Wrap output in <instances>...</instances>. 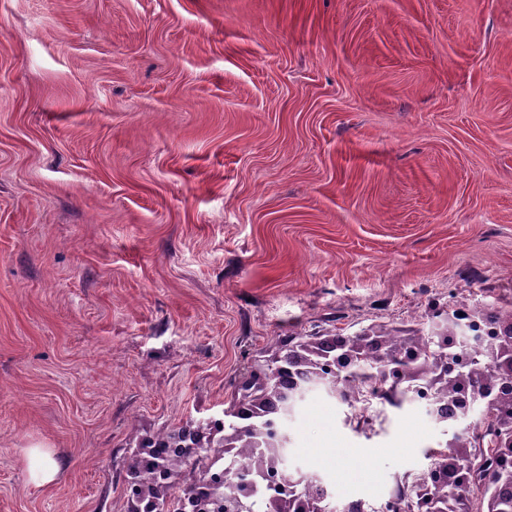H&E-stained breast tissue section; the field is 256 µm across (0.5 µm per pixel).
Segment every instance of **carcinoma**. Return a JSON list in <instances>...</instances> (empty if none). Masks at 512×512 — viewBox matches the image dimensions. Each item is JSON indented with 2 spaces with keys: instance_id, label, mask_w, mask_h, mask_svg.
I'll return each mask as SVG.
<instances>
[{
  "instance_id": "carcinoma-1",
  "label": "carcinoma",
  "mask_w": 512,
  "mask_h": 512,
  "mask_svg": "<svg viewBox=\"0 0 512 512\" xmlns=\"http://www.w3.org/2000/svg\"><path fill=\"white\" fill-rule=\"evenodd\" d=\"M463 301L449 291L425 324L375 322L348 335L319 329L275 337L235 375L221 417L167 428L133 449L124 476L130 512L139 505L173 512L178 494L194 512H342L298 468H287V497L260 498L267 473L288 462L287 429L269 439L268 416L286 419L309 392L284 391L283 377L295 371L313 375L316 390L351 410L348 389L385 388L398 410L419 390L434 401H466L457 417L435 420L442 431L424 450L428 465L384 512H512V496L503 492L512 487V394L497 388L512 382V305L469 301L470 319L494 331L467 348L456 310ZM160 448L185 452L174 460ZM240 450L251 456L253 471L238 481L232 459Z\"/></svg>"
}]
</instances>
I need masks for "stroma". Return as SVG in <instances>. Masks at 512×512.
Listing matches in <instances>:
<instances>
[{
	"label": "stroma",
	"mask_w": 512,
	"mask_h": 512,
	"mask_svg": "<svg viewBox=\"0 0 512 512\" xmlns=\"http://www.w3.org/2000/svg\"><path fill=\"white\" fill-rule=\"evenodd\" d=\"M464 284L512 302V0H0V512H128L135 436L272 337ZM343 417L289 462L371 499L436 436ZM33 446L27 454L29 483L41 487L54 481L60 472V463L51 453Z\"/></svg>",
	"instance_id": "35a3bbf8"
}]
</instances>
